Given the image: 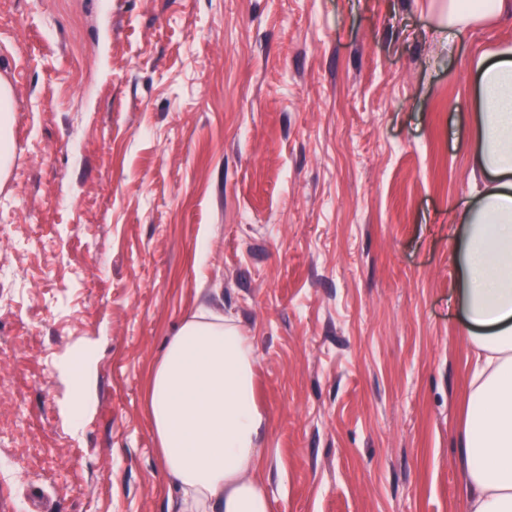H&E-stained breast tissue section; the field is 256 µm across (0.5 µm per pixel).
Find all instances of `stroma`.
<instances>
[{"mask_svg": "<svg viewBox=\"0 0 512 512\" xmlns=\"http://www.w3.org/2000/svg\"><path fill=\"white\" fill-rule=\"evenodd\" d=\"M447 0H0V512H175L151 366L255 351L273 512H459L480 58ZM93 357L73 432L65 363ZM13 92L9 85H0V172L5 174L8 169L12 139L10 136V111Z\"/></svg>", "mask_w": 512, "mask_h": 512, "instance_id": "1", "label": "stroma"}]
</instances>
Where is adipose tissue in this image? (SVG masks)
Returning <instances> with one entry per match:
<instances>
[{"mask_svg":"<svg viewBox=\"0 0 512 512\" xmlns=\"http://www.w3.org/2000/svg\"><path fill=\"white\" fill-rule=\"evenodd\" d=\"M512 12V0H448L444 28ZM482 110L473 165L491 182L462 210L456 303L471 327L475 369L462 439L459 512H512V46L477 66ZM254 348L223 315L202 307L170 336L154 364L147 405L163 470L180 512H271L252 479L265 416L254 398ZM66 409L80 427L92 404L93 364L65 370Z\"/></svg>","mask_w":512,"mask_h":512,"instance_id":"obj_1","label":"adipose tissue"}]
</instances>
